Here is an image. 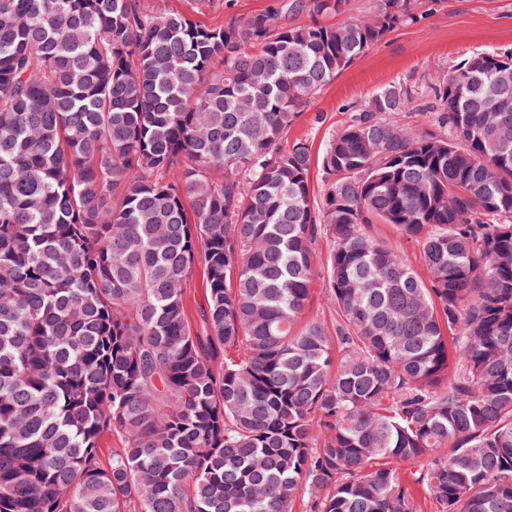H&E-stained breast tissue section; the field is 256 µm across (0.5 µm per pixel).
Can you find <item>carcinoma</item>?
I'll list each match as a JSON object with an SVG mask.
<instances>
[{
  "label": "carcinoma",
  "instance_id": "1",
  "mask_svg": "<svg viewBox=\"0 0 512 512\" xmlns=\"http://www.w3.org/2000/svg\"><path fill=\"white\" fill-rule=\"evenodd\" d=\"M328 10L0 0V512H512V55L375 92L317 200L289 128L415 18ZM281 0H211L203 14L195 12L196 0H146L154 10L180 12L212 27H222L233 18L277 7ZM330 249L331 242L325 238L319 240L315 246L317 255L316 281L307 308L299 320L298 325H303L307 321L316 320L320 321L333 332L336 308L330 303L324 288V281L327 278L326 259ZM205 279L200 268L196 269L184 292V303L186 306L190 324L193 327L199 326V306L205 298Z\"/></svg>",
  "mask_w": 512,
  "mask_h": 512
}]
</instances>
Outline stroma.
Wrapping results in <instances>:
<instances>
[{
	"instance_id": "35a3bbf8",
	"label": "stroma",
	"mask_w": 512,
	"mask_h": 512,
	"mask_svg": "<svg viewBox=\"0 0 512 512\" xmlns=\"http://www.w3.org/2000/svg\"><path fill=\"white\" fill-rule=\"evenodd\" d=\"M161 12L198 15L200 21L221 27L233 18L279 6L280 0H211L196 14V0H147ZM415 22L406 24L370 49L340 74L300 113L288 131L289 139L307 140L314 158L309 181L321 192L325 174L320 163L329 139L348 125L352 106L368 100L378 89L397 81L414 86L419 95L447 75L473 52H512V0H416ZM329 240H319L316 281L303 321L333 327L336 309L325 292Z\"/></svg>"
}]
</instances>
